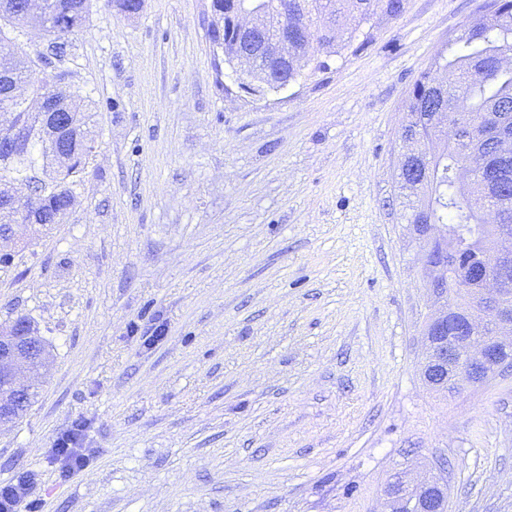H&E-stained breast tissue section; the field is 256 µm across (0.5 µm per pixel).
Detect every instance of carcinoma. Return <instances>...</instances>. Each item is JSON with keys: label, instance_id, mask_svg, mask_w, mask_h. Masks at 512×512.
I'll use <instances>...</instances> for the list:
<instances>
[{"label": "carcinoma", "instance_id": "cac0c4a2", "mask_svg": "<svg viewBox=\"0 0 512 512\" xmlns=\"http://www.w3.org/2000/svg\"><path fill=\"white\" fill-rule=\"evenodd\" d=\"M43 11L35 18L27 13L28 0H0V106L1 94L25 85L32 98L40 97L50 84L68 78L64 70L45 71L37 67L33 57L17 58L11 50L12 34L24 26L38 23L53 36L48 51L57 60L67 56L69 43L63 37L79 32L89 16L92 0H42ZM492 12H480L464 23L460 35L438 52L431 70L415 81L409 96L402 131L416 136L413 150L416 160L428 171L424 183L415 187L399 185L412 199L405 215L409 224H445L448 239L459 255V266L465 259L495 245L496 234L486 221V214L497 209L499 192L512 191V157L500 162L499 189L474 197L464 196L457 173L466 162L459 151V141L467 134L466 123L477 121L484 113L498 109L512 111V68L504 69L498 56L512 47V0H497ZM215 15L224 20V28H214L212 42L234 38L231 20L238 10L262 12L270 23L283 20L303 26L307 37L331 56L351 42L353 22L367 21L381 13L396 17L405 8V0H212ZM312 59L296 44L288 52V65L273 78L256 74L255 89L278 90L285 82L295 81L310 66ZM77 111L76 129L70 137L69 162L56 158L41 138L38 117L15 96L9 108L1 113L10 124L27 131V143L17 150L0 149V181L14 180L28 185L24 220L44 227L59 223L62 211L73 199L74 182L70 178L85 170L95 145L90 129L89 107L78 103L69 108ZM448 113V130H435L432 113ZM395 512H415L423 498L422 488L398 489Z\"/></svg>", "mask_w": 512, "mask_h": 512}]
</instances>
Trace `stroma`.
<instances>
[{"label": "stroma", "mask_w": 512, "mask_h": 512, "mask_svg": "<svg viewBox=\"0 0 512 512\" xmlns=\"http://www.w3.org/2000/svg\"><path fill=\"white\" fill-rule=\"evenodd\" d=\"M483 0H406L253 95L210 0H95L63 62L96 149L63 223L0 251V325L44 339L39 395L0 425L17 512H385L444 466L448 512H512V378L433 392L425 248L396 177L415 79ZM91 456L61 471L74 426Z\"/></svg>", "instance_id": "1"}]
</instances>
